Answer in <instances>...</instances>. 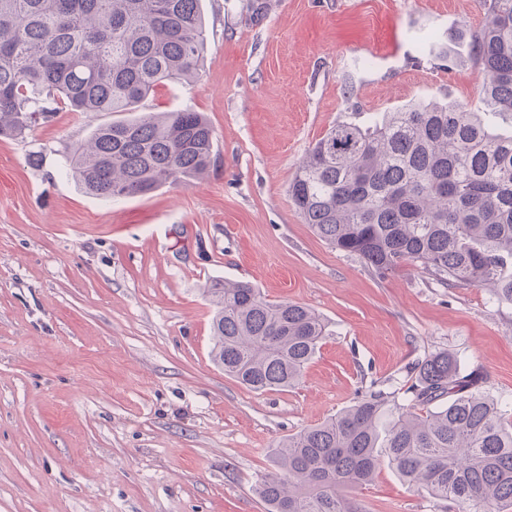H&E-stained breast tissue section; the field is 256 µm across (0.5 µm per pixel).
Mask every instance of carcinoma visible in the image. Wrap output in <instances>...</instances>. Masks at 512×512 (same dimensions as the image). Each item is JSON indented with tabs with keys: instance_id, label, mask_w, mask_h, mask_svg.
Listing matches in <instances>:
<instances>
[{
	"instance_id": "obj_1",
	"label": "carcinoma",
	"mask_w": 512,
	"mask_h": 512,
	"mask_svg": "<svg viewBox=\"0 0 512 512\" xmlns=\"http://www.w3.org/2000/svg\"><path fill=\"white\" fill-rule=\"evenodd\" d=\"M469 53L486 74L487 112L424 98L367 122L339 121L288 184L304 223L386 276L419 265L439 282L491 288L512 304V0H482ZM201 0H0V136L22 138L57 112H136L157 85L198 75ZM214 131L201 112H145L100 125L74 147L68 173L103 199L205 175ZM213 361L247 388L299 382L328 324L245 281L213 280ZM410 404L370 390L279 441L255 487L267 512H361L340 490L369 484L383 462L458 512H512V427L457 358L411 369Z\"/></svg>"
}]
</instances>
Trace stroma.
I'll use <instances>...</instances> for the list:
<instances>
[{"label":"stroma","mask_w":512,"mask_h":512,"mask_svg":"<svg viewBox=\"0 0 512 512\" xmlns=\"http://www.w3.org/2000/svg\"><path fill=\"white\" fill-rule=\"evenodd\" d=\"M192 83L148 112L214 130L209 173L105 201L68 174L109 113H57L0 138V512H266L272 451L358 395L408 404L410 369L448 351L512 418V305L415 265L375 275L304 224L288 183L351 113L444 97L480 107L467 57L479 0H202ZM433 35L443 53L427 56ZM39 155L31 165L30 155ZM215 279L243 280L329 326L299 383L252 391L212 361ZM363 512H449L381 466Z\"/></svg>","instance_id":"stroma-1"}]
</instances>
